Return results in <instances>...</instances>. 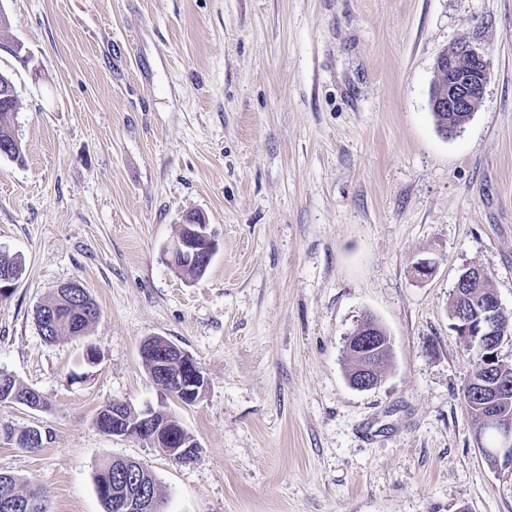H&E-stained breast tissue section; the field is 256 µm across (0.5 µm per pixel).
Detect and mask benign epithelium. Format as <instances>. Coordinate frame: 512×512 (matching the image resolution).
<instances>
[{"mask_svg": "<svg viewBox=\"0 0 512 512\" xmlns=\"http://www.w3.org/2000/svg\"><path fill=\"white\" fill-rule=\"evenodd\" d=\"M489 74V61L485 54L473 45L462 42L452 46L437 57L434 64V80L430 93V108L433 112H451L456 116L458 127H463L468 118L478 109L484 95ZM216 243L208 232V225L195 215H185L179 224L178 234L165 248L168 265L180 274H185V259H198L205 265L213 258ZM502 305L498 296H493L492 308L477 322L464 317L456 320L454 331L469 346L478 342L484 351V370L495 373L501 363L499 347L504 337L512 334V325L500 318ZM378 321L371 315H363L356 327L344 338L343 350L357 353L365 363L350 385L358 390H371L381 383L377 373L376 353L378 347ZM158 350L156 371L152 382L164 394L177 398L185 405H193L205 394L208 380L202 367L186 350L165 337L153 340ZM25 395L20 399L7 384L0 385L1 403H20L31 407L34 397ZM488 433L496 437L497 447H486L484 438ZM112 436H137L155 448L175 458L184 457L182 443L178 436L163 431L156 421V410L148 406L135 411L127 403L112 402ZM477 448L496 458V468L512 470V421L498 406L489 404L488 410L475 432ZM112 494L122 499L121 512H153L156 506L151 483L135 472L122 479L109 482Z\"/></svg>", "mask_w": 512, "mask_h": 512, "instance_id": "1", "label": "benign epithelium"}]
</instances>
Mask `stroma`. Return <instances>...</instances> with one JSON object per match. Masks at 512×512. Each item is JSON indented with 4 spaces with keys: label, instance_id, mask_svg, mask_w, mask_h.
<instances>
[{
    "label": "stroma",
    "instance_id": "35a3bbf8",
    "mask_svg": "<svg viewBox=\"0 0 512 512\" xmlns=\"http://www.w3.org/2000/svg\"><path fill=\"white\" fill-rule=\"evenodd\" d=\"M0 73L22 161L0 156V249L24 272L0 297V370L41 392L0 402V473L51 512H103L106 458L144 462L164 512H512V472L478 451L450 327L460 270L484 268L512 316V0H0ZM460 41L490 74L453 136L436 129L438 55ZM217 243L207 272L164 248L184 216ZM434 260L431 277L413 264ZM79 282L101 315L46 341L34 312ZM391 336L381 384L351 388L342 338ZM162 336L208 388L160 394L140 345ZM93 344L100 362L76 378ZM120 400L175 414L178 462L97 429Z\"/></svg>",
    "mask_w": 512,
    "mask_h": 512
}]
</instances>
